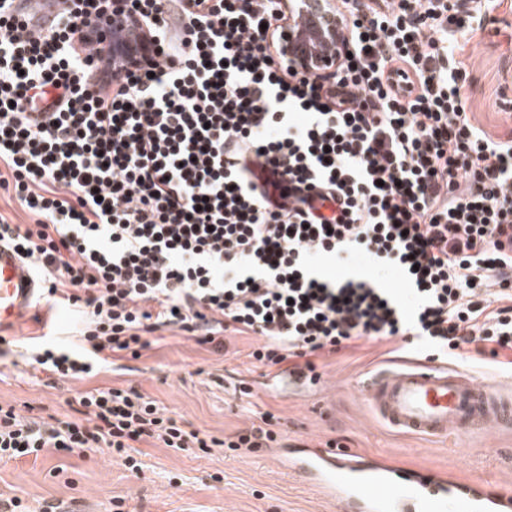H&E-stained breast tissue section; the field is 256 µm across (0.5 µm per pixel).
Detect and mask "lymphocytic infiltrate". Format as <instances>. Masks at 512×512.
I'll use <instances>...</instances> for the list:
<instances>
[{
  "label": "lymphocytic infiltrate",
  "instance_id": "obj_1",
  "mask_svg": "<svg viewBox=\"0 0 512 512\" xmlns=\"http://www.w3.org/2000/svg\"><path fill=\"white\" fill-rule=\"evenodd\" d=\"M60 2L35 34L0 0V189L33 218L0 214V242L48 309L80 318V344L41 342L35 364L91 378L158 331L217 352L252 335L256 363L299 380L362 339L431 361L512 353V134L466 112L477 29L444 0H339L351 53L323 80L276 51V0H127L159 56L118 74L76 47L102 37L104 0ZM361 254L416 305L311 267ZM75 402L53 424L0 407V461L105 451L136 470L147 438L222 444L131 387Z\"/></svg>",
  "mask_w": 512,
  "mask_h": 512
}]
</instances>
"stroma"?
<instances>
[{
	"mask_svg": "<svg viewBox=\"0 0 512 512\" xmlns=\"http://www.w3.org/2000/svg\"><path fill=\"white\" fill-rule=\"evenodd\" d=\"M512 0L483 19L467 46L464 94L474 122L491 134L512 131ZM44 308L33 307L7 330L12 344L0 357V404L21 415L75 418L78 393L100 387H134L170 411L186 430L235 439L272 413L278 442L333 441L382 456L411 470L441 469L462 480L512 483V430L455 438L417 439L384 425L351 382L388 360L389 342L366 340L352 350L315 358L316 383H276L280 366L251 363L255 337L236 336L217 353L171 331L152 336L141 358L115 359L84 381H53L26 361L25 340L42 334ZM140 471L107 453L49 451L0 461V501L22 498L32 512L44 503L78 501L91 512H336L307 483L282 472L268 449L207 448L177 454L154 440L137 442Z\"/></svg>",
	"mask_w": 512,
	"mask_h": 512,
	"instance_id": "35a3bbf8",
	"label": "stroma"
}]
</instances>
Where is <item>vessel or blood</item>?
<instances>
[{"mask_svg":"<svg viewBox=\"0 0 512 512\" xmlns=\"http://www.w3.org/2000/svg\"><path fill=\"white\" fill-rule=\"evenodd\" d=\"M28 28L48 32L58 14L55 0H22ZM129 30L108 29L89 42L111 71H124L113 57L116 42L135 41ZM39 288L30 266L13 247L0 244V330L16 323L36 302ZM357 390L389 427L426 438L463 439L512 428V395L492 380L432 362L390 366L362 374ZM276 456L339 512H512V489L459 480L441 470L410 471L381 459L333 448L280 447Z\"/></svg>","mask_w":512,"mask_h":512,"instance_id":"vessel-or-blood-1","label":"vessel or blood"}]
</instances>
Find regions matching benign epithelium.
I'll return each instance as SVG.
<instances>
[{
    "label": "benign epithelium",
    "instance_id": "obj_1",
    "mask_svg": "<svg viewBox=\"0 0 512 512\" xmlns=\"http://www.w3.org/2000/svg\"><path fill=\"white\" fill-rule=\"evenodd\" d=\"M305 9L312 13L318 26V43L329 45L330 50L323 55L316 47L302 48L296 55H286V59L292 66L314 76L333 74L349 50V43L342 34L341 18L336 13V0H281V12L285 15L282 24H291L294 13ZM112 24L134 28L144 25V20L128 12L125 0H112ZM112 53L126 58L129 64L151 58L154 55V38L147 32L130 47L113 46Z\"/></svg>",
    "mask_w": 512,
    "mask_h": 512
}]
</instances>
